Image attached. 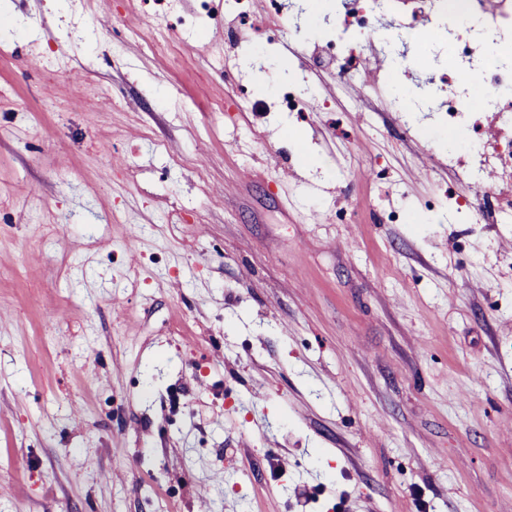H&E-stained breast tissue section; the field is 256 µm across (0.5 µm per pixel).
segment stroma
I'll return each instance as SVG.
<instances>
[{
    "label": "stroma",
    "instance_id": "1",
    "mask_svg": "<svg viewBox=\"0 0 512 512\" xmlns=\"http://www.w3.org/2000/svg\"><path fill=\"white\" fill-rule=\"evenodd\" d=\"M213 4L0 0V512H512V224Z\"/></svg>",
    "mask_w": 512,
    "mask_h": 512
}]
</instances>
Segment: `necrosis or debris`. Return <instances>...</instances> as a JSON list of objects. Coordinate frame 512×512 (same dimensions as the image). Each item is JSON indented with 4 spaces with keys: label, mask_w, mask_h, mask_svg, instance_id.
Masks as SVG:
<instances>
[{
    "label": "necrosis or debris",
    "mask_w": 512,
    "mask_h": 512,
    "mask_svg": "<svg viewBox=\"0 0 512 512\" xmlns=\"http://www.w3.org/2000/svg\"><path fill=\"white\" fill-rule=\"evenodd\" d=\"M395 10L391 0H353V10L336 21L340 34L357 30L345 43L333 77L341 88L361 78L364 47L383 56L390 43L405 42L417 22L436 26L454 63L441 81L448 93L443 124L465 129V152L448 154V173L473 184L469 196L449 195L448 208L469 211L479 224H512V0H407ZM480 77L489 105L467 100L464 89Z\"/></svg>",
    "instance_id": "necrosis-or-debris-1"
}]
</instances>
